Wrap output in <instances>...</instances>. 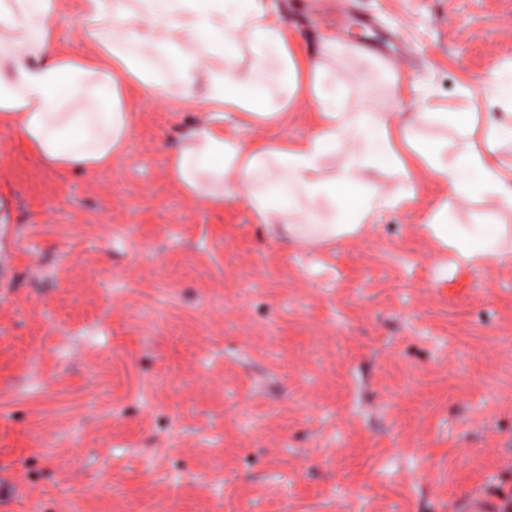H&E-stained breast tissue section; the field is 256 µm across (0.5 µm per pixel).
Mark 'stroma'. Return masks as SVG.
<instances>
[{"instance_id":"1","label":"stroma","mask_w":512,"mask_h":512,"mask_svg":"<svg viewBox=\"0 0 512 512\" xmlns=\"http://www.w3.org/2000/svg\"><path fill=\"white\" fill-rule=\"evenodd\" d=\"M346 112L512 114V0H269ZM80 0L52 28L77 53ZM406 81L395 99L392 85ZM132 129L57 171L0 124V512H460L512 493V251L452 264L424 226L506 225L419 180L369 232L311 245L205 205L168 159L213 121L128 87ZM302 98L232 139L298 140Z\"/></svg>"}]
</instances>
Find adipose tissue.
I'll return each instance as SVG.
<instances>
[{
	"label": "adipose tissue",
	"instance_id": "1",
	"mask_svg": "<svg viewBox=\"0 0 512 512\" xmlns=\"http://www.w3.org/2000/svg\"><path fill=\"white\" fill-rule=\"evenodd\" d=\"M56 8L57 0H23L17 16L0 0V55L9 60L8 74H0V124L14 126L32 154L53 168L94 170L122 150L131 121L125 87L163 85L148 59L153 50L163 51L179 69L182 98L256 120L279 111L260 89L264 65L274 58L286 93L302 83L312 88L318 103L312 132L297 142L242 143L225 137L220 124L193 128L169 161L173 181L187 194L213 206L245 200L259 224L287 223L305 201L310 229L323 238L357 235L377 224L383 210L414 197L419 174L460 200L488 198L512 211V172L471 141L478 135L512 142V121L480 129L467 116H447L449 129L467 139L451 157L438 146L417 144L410 130L435 120L427 107L413 112L407 127L377 112L340 111L319 60L290 44L282 19L265 0H135L131 7L122 0H81L82 32L92 47L82 55L56 45ZM242 46L253 59L247 73L229 63ZM75 98L82 99V109L66 111ZM341 141L347 158L335 177H324L323 161ZM377 165L400 171L399 194L388 196L362 182L361 172ZM428 230L458 261L471 265L498 256L503 232L497 224H449L444 206Z\"/></svg>",
	"mask_w": 512,
	"mask_h": 512
}]
</instances>
